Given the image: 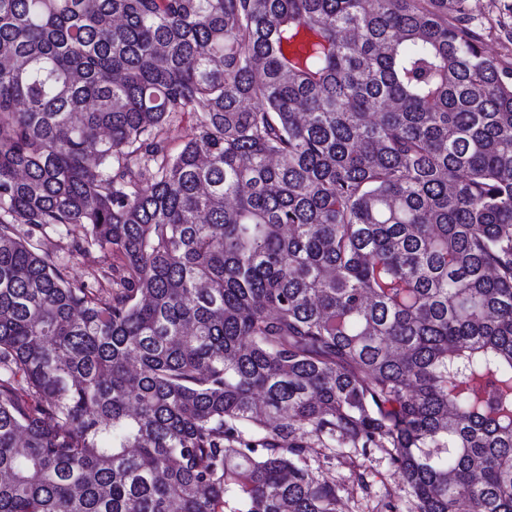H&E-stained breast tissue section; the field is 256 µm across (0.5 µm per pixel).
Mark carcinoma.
I'll list each match as a JSON object with an SVG mask.
<instances>
[{"instance_id": "cac0c4a2", "label": "carcinoma", "mask_w": 512, "mask_h": 512, "mask_svg": "<svg viewBox=\"0 0 512 512\" xmlns=\"http://www.w3.org/2000/svg\"><path fill=\"white\" fill-rule=\"evenodd\" d=\"M468 19L0 0V512H343L313 448L512 512V70ZM43 248L50 252L54 259L67 267V273L73 280L85 284H93L95 276L101 269L117 264V258L109 250H94L85 257H72L69 253V238L65 235L52 234L44 240Z\"/></svg>"}]
</instances>
